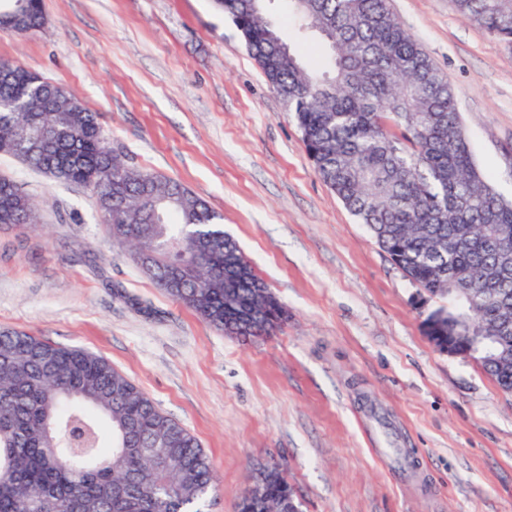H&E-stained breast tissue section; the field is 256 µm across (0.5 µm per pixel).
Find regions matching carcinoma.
<instances>
[{
    "instance_id": "1",
    "label": "carcinoma",
    "mask_w": 512,
    "mask_h": 512,
    "mask_svg": "<svg viewBox=\"0 0 512 512\" xmlns=\"http://www.w3.org/2000/svg\"><path fill=\"white\" fill-rule=\"evenodd\" d=\"M297 123L322 180L415 285L471 300L437 311L484 336L512 328V201L475 162L443 72L389 0H290L329 52L308 67L259 0H215ZM457 12L512 46V0H454ZM25 0L13 32L44 24ZM25 67L0 60V154L64 184H94L112 205L113 237L155 255L143 269L227 335H268L288 311L255 273L220 216L180 183L127 165L95 113L60 98ZM57 129L48 148L20 153L21 127ZM39 223L33 199L0 184V224ZM185 286L170 288L173 266ZM512 391V360L484 365ZM216 478L197 438L103 357L0 330V512H205ZM282 471L238 512H273Z\"/></svg>"
}]
</instances>
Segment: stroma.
Segmentation results:
<instances>
[{
	"label": "stroma",
	"mask_w": 512,
	"mask_h": 512,
	"mask_svg": "<svg viewBox=\"0 0 512 512\" xmlns=\"http://www.w3.org/2000/svg\"><path fill=\"white\" fill-rule=\"evenodd\" d=\"M44 27L0 30V59L96 112L126 162L223 217L288 310L274 335H225L148 279L90 187L0 156L40 222L0 225V330L86 348L201 442L211 512H238L256 463L300 512H512V393L425 334L440 298L410 282L317 175L290 112L213 0H43ZM447 76L475 159L512 199V48L452 0H391ZM268 12L293 46L288 0Z\"/></svg>",
	"instance_id": "1"
}]
</instances>
